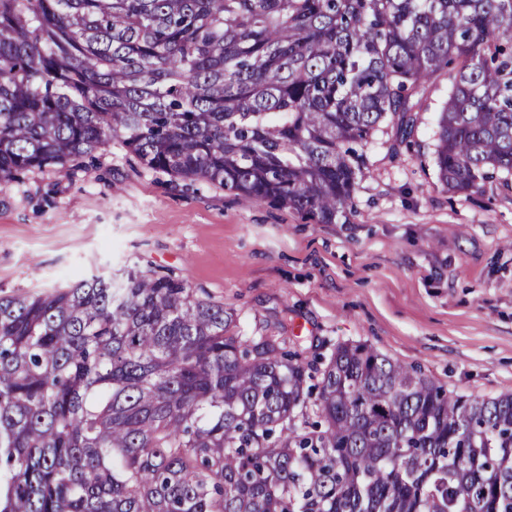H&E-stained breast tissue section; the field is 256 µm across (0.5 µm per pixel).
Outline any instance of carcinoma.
<instances>
[{
	"label": "carcinoma",
	"mask_w": 512,
	"mask_h": 512,
	"mask_svg": "<svg viewBox=\"0 0 512 512\" xmlns=\"http://www.w3.org/2000/svg\"><path fill=\"white\" fill-rule=\"evenodd\" d=\"M443 76L465 194L512 174V0H0V182L118 140L335 224ZM232 323L137 267L0 297V512H512V394Z\"/></svg>",
	"instance_id": "1"
}]
</instances>
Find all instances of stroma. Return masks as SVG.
<instances>
[{"instance_id":"35a3bbf8","label":"stroma","mask_w":512,"mask_h":512,"mask_svg":"<svg viewBox=\"0 0 512 512\" xmlns=\"http://www.w3.org/2000/svg\"><path fill=\"white\" fill-rule=\"evenodd\" d=\"M448 83L429 86L409 143L383 124L348 222L146 169L119 141L65 174L0 183V296L135 266L223 304L243 336L284 331L329 354L363 342L448 391L512 393V188L449 193L434 166Z\"/></svg>"}]
</instances>
